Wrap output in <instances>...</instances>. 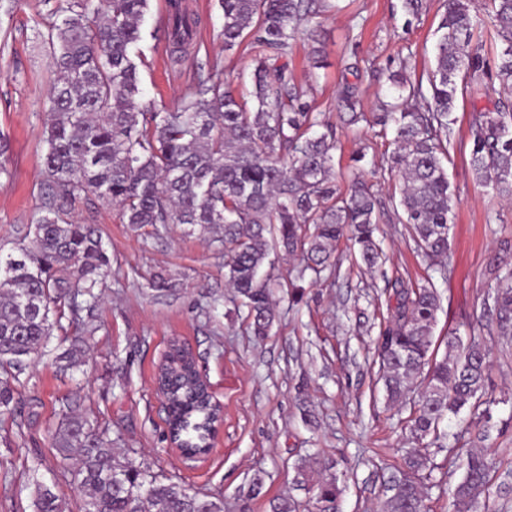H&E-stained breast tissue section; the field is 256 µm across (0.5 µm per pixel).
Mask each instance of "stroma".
<instances>
[{"instance_id":"1","label":"stroma","mask_w":512,"mask_h":512,"mask_svg":"<svg viewBox=\"0 0 512 512\" xmlns=\"http://www.w3.org/2000/svg\"><path fill=\"white\" fill-rule=\"evenodd\" d=\"M201 24L196 48L182 65L171 64L163 33L168 0H150L138 49L144 102L174 105L189 91L196 64L224 59L237 93L249 95L252 53L240 45L225 54L218 0H185ZM340 8L314 18L293 43L287 59L297 79H307L313 41L325 44L328 65L313 91L319 111L335 124L341 165H357L382 197L395 182L381 162L390 139L365 124L339 121L337 95L358 65L356 78L365 112L391 92L378 79L397 58L408 61L411 80L433 64L434 30L444 0H427L421 19L408 21L400 0H339ZM48 0H20L0 11V134L11 141L8 176L0 178V252L14 249L41 214L44 101L50 88L41 22ZM485 79L458 99L448 178L457 200L452 216L447 277L417 251L397 216L383 217L377 240L386 255L374 269L352 261L346 243L336 250V271L304 279L299 287L273 293L276 318L267 336L251 335L246 313L224 279V233H186L167 225L132 230L116 207L97 198L82 203L74 218L99 230L111 274L98 291L94 330L80 365L60 371L55 356L76 335L75 326L55 332L41 356L21 375L20 413L0 414V512H32L29 488L54 484L61 512H81L83 494L74 484V460L62 459L51 432L68 403L105 429L115 453L143 461L154 475L222 499L224 512H269L271 500L290 497L299 512H314V490L294 485V466L307 455L337 463L342 474L341 512H381L384 483L409 442L404 420L412 403L389 405L375 381L382 367L376 352L380 329L395 305L392 281H432L440 294L434 342L449 330L476 335L491 350L495 421L490 440L498 481L512 487V335H501L488 313L493 290L489 267L512 242V202L478 185L469 167L472 110L488 105ZM371 144L365 159L357 154ZM163 272L170 290L150 285ZM194 350L200 372L224 406V423L212 452L195 463L169 448L167 414L154 388L158 365L172 337ZM312 420H305L304 410ZM468 414L439 426L442 447L433 449L436 468L429 492L431 512H448V488L460 481L466 451L475 442ZM263 493L253 496L254 479Z\"/></svg>"}]
</instances>
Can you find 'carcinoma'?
Returning <instances> with one entry per match:
<instances>
[{
	"label": "carcinoma",
	"mask_w": 512,
	"mask_h": 512,
	"mask_svg": "<svg viewBox=\"0 0 512 512\" xmlns=\"http://www.w3.org/2000/svg\"><path fill=\"white\" fill-rule=\"evenodd\" d=\"M470 0H446L436 29L434 67L426 80L411 81L406 61L388 72L393 94L378 103L372 123L392 129L393 148L382 155L398 178L402 223L425 256L450 250L456 205L443 158L454 135L458 97L489 69L498 94L512 96V0H490L499 51L492 63L474 41L477 22ZM221 36L230 51L247 40L253 52V101L224 81L214 59L196 65L190 92L173 107L140 100L134 47L148 0H57L55 20L41 38L53 69L43 134V203L29 244L0 254V412L13 410L16 384L31 358L46 347L62 321L87 311L90 325L97 295L108 274L102 238L90 224L72 219L76 206L93 195L119 209L133 227L184 224L188 232L224 231V277L247 309L253 333L267 335L275 314V276L265 269L271 254L300 257L318 276L336 268L335 245L349 235L361 261L375 267L381 219L376 193L359 175L342 190L335 171L336 141L325 113L310 100L312 85L298 82L280 60L329 0H220ZM199 20L170 0L164 35L170 53H184ZM347 122L365 118L357 86L339 94ZM322 127L323 133L314 128ZM469 165L475 180L512 201V101L476 110L469 130ZM496 281L492 315L512 333V268L490 269ZM391 320L380 334V376L387 399L401 402L417 385L407 420L410 441L398 473L385 486L382 512H430L427 481L434 464L424 441L439 440L440 423L463 410L482 424L478 440L490 436V402L484 399L490 350L480 341L444 338L433 347L440 296L429 282L415 288L397 280ZM163 381L170 413L169 440L201 452L211 438L213 408L187 353L173 346ZM64 458L77 454L74 482L85 492L83 512H224L219 499L190 494L164 482L135 459L112 452L106 432L73 410L53 433ZM316 458L295 466L296 486L307 488ZM332 465L317 483L316 512H339L340 488ZM492 467L487 449L468 452L461 480L450 490L452 512H489ZM33 512H60L55 484L37 482Z\"/></svg>",
	"instance_id": "1"
}]
</instances>
